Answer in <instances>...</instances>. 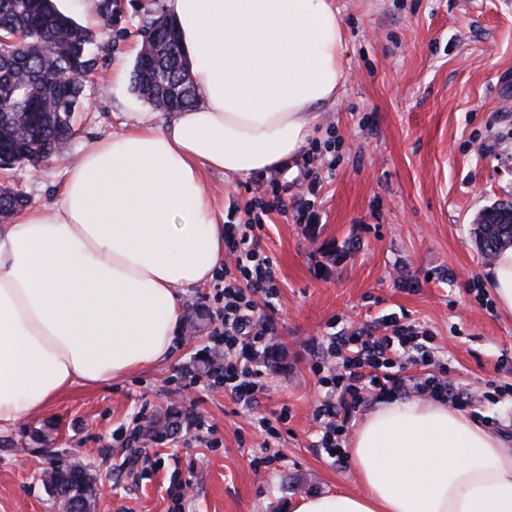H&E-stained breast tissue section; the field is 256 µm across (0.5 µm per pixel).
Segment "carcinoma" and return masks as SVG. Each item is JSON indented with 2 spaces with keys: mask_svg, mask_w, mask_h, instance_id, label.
Returning a JSON list of instances; mask_svg holds the SVG:
<instances>
[{
  "mask_svg": "<svg viewBox=\"0 0 512 512\" xmlns=\"http://www.w3.org/2000/svg\"><path fill=\"white\" fill-rule=\"evenodd\" d=\"M127 15L119 0H97L98 27L107 40L79 24L57 0H0V31L15 43L0 50V161L7 167L41 164L70 144L74 113L86 99L85 81L102 69L112 52V32L138 18L141 46L132 73L134 92L159 112H181L199 102L177 23L146 3ZM27 203L19 192L0 188V220ZM480 253L492 260L512 246V210L484 209L476 227ZM183 414L169 407L146 426L147 438L161 441L177 433ZM54 487L77 512H93L95 499L83 469L59 461Z\"/></svg>",
  "mask_w": 512,
  "mask_h": 512,
  "instance_id": "cac0c4a2",
  "label": "carcinoma"
}]
</instances>
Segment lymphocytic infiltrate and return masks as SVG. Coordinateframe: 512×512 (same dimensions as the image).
<instances>
[{"instance_id": "1", "label": "lymphocytic infiltrate", "mask_w": 512, "mask_h": 512, "mask_svg": "<svg viewBox=\"0 0 512 512\" xmlns=\"http://www.w3.org/2000/svg\"><path fill=\"white\" fill-rule=\"evenodd\" d=\"M285 190L282 183H274L270 198L253 202L255 215L248 228L237 224L224 227V362L215 371L214 382L248 406L257 404L263 391L258 359L268 351L272 336L268 322L257 315L253 296L259 293L272 298L278 293L273 261L261 252L255 230L269 212L285 211ZM382 324L388 329L384 336H330L313 367L325 389V400L315 412L316 418L326 423L318 446L339 464L346 457L349 422L370 396L411 391L458 409L478 404L476 397L449 385L448 368L435 355L428 333L413 331L390 316L383 317ZM410 364L423 368L411 382L403 376Z\"/></svg>"}]
</instances>
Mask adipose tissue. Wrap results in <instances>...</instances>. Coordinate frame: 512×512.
Masks as SVG:
<instances>
[{
    "mask_svg": "<svg viewBox=\"0 0 512 512\" xmlns=\"http://www.w3.org/2000/svg\"><path fill=\"white\" fill-rule=\"evenodd\" d=\"M199 104L74 156L58 203L0 226V428L72 387L169 359L180 296L210 281L224 226L208 170L281 168L347 79L334 0H169ZM512 314V248L485 270ZM347 454L361 492L294 512H512V444L438 402L379 403Z\"/></svg>",
    "mask_w": 512,
    "mask_h": 512,
    "instance_id": "adipose-tissue-1",
    "label": "adipose tissue"
}]
</instances>
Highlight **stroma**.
I'll return each instance as SVG.
<instances>
[{
  "mask_svg": "<svg viewBox=\"0 0 512 512\" xmlns=\"http://www.w3.org/2000/svg\"><path fill=\"white\" fill-rule=\"evenodd\" d=\"M347 35V79L321 111L316 136L291 164L235 179L205 174L228 224L248 218L271 181L292 207L273 211L260 248L279 293L259 302L277 362L264 368L257 408L214 387L200 359H224L218 331L223 271L186 292L165 363L94 388L74 386L34 416L0 430V512H62L42 475L78 460L97 479V512H293L302 497L359 491L351 463L316 448L324 397L312 369L332 334L405 314L431 333L448 382L494 392L479 425L512 437V319L485 281L473 228L479 212L512 203V0H334ZM136 24L112 36L74 116L73 148L124 131L148 111L131 90ZM66 163L40 173L0 170V186L31 204L60 198ZM190 414L171 439L136 433L170 405ZM264 442L254 414L277 418ZM42 431L45 442L32 436ZM266 459L255 467V459Z\"/></svg>",
  "mask_w": 512,
  "mask_h": 512,
  "instance_id": "1",
  "label": "stroma"
}]
</instances>
